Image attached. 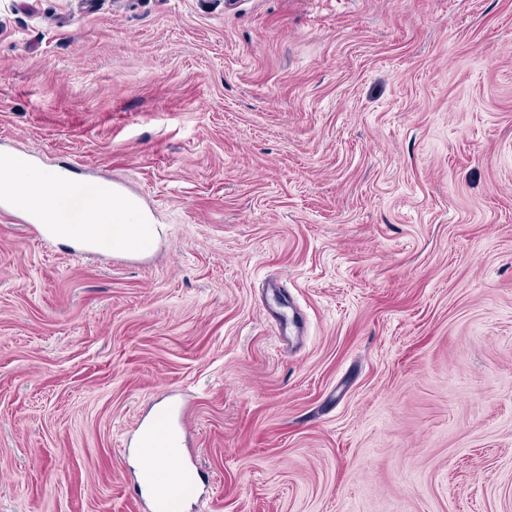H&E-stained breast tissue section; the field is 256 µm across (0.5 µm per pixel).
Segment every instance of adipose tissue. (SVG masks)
Returning a JSON list of instances; mask_svg holds the SVG:
<instances>
[{
  "mask_svg": "<svg viewBox=\"0 0 512 512\" xmlns=\"http://www.w3.org/2000/svg\"><path fill=\"white\" fill-rule=\"evenodd\" d=\"M0 194L20 209L39 212L64 242L141 251L155 235L150 216L122 191L83 185L62 173H32L22 159L0 163Z\"/></svg>",
  "mask_w": 512,
  "mask_h": 512,
  "instance_id": "1",
  "label": "adipose tissue"
}]
</instances>
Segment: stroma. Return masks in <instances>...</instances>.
Listing matches in <instances>:
<instances>
[{"instance_id":"35a3bbf8","label":"stroma","mask_w":512,"mask_h":512,"mask_svg":"<svg viewBox=\"0 0 512 512\" xmlns=\"http://www.w3.org/2000/svg\"><path fill=\"white\" fill-rule=\"evenodd\" d=\"M5 157L160 232L0 215V512H512V0H0ZM170 413L177 414L180 425L186 429L188 414L184 409H178L175 404L170 410H165L156 420L146 425L141 423L138 427V451L141 457L145 458V463L140 467L135 486L139 490L140 496L144 494L148 497L152 512L182 511L186 487L181 481L180 472L184 470L186 475L191 472L190 466H187V463L183 460V448L165 440H160L156 445H148L147 435L159 421L168 417ZM147 425L153 428L145 429ZM155 453H161L169 458L179 460L182 464L181 468L176 474H170L167 469L152 465L150 458Z\"/></svg>"}]
</instances>
